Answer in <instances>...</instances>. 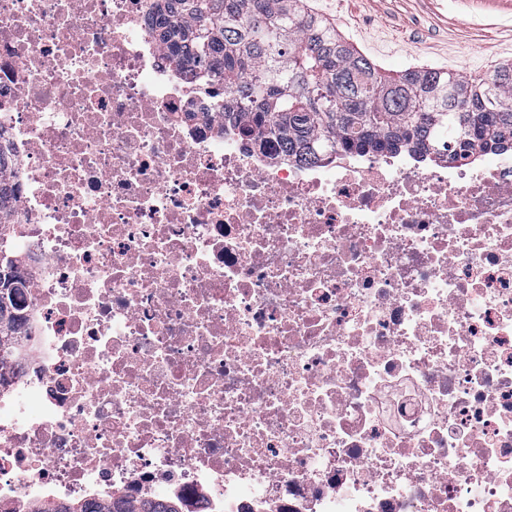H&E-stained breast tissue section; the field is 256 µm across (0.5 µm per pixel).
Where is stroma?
I'll use <instances>...</instances> for the list:
<instances>
[{
  "label": "stroma",
  "mask_w": 512,
  "mask_h": 512,
  "mask_svg": "<svg viewBox=\"0 0 512 512\" xmlns=\"http://www.w3.org/2000/svg\"><path fill=\"white\" fill-rule=\"evenodd\" d=\"M388 76L437 68L466 78L512 62V8L501 0H306Z\"/></svg>",
  "instance_id": "1"
}]
</instances>
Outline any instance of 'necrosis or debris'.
Wrapping results in <instances>:
<instances>
[{"label": "necrosis or debris", "mask_w": 512, "mask_h": 512, "mask_svg": "<svg viewBox=\"0 0 512 512\" xmlns=\"http://www.w3.org/2000/svg\"><path fill=\"white\" fill-rule=\"evenodd\" d=\"M151 4L0 0V512H512V155L276 157ZM7 249L0 244V384L4 378L2 369L10 357L12 344L17 336L16 327L21 310L15 301V295L24 288V284L15 273V260L9 258ZM162 503L144 502L139 506H129L123 501H112V505H96L95 510L87 512H175Z\"/></svg>", "instance_id": "necrosis-or-debris-1"}]
</instances>
